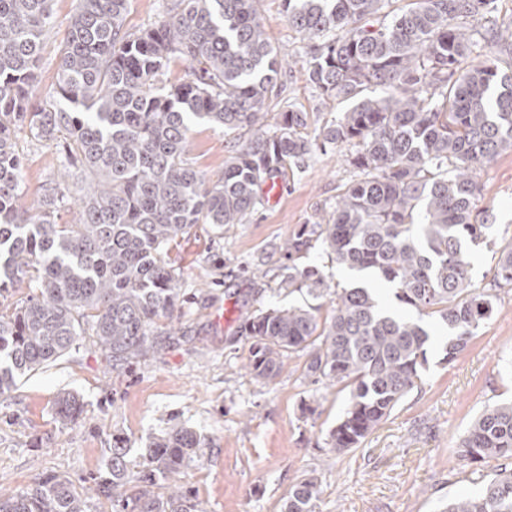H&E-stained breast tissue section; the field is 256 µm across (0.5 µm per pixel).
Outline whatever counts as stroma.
Listing matches in <instances>:
<instances>
[{
	"mask_svg": "<svg viewBox=\"0 0 512 512\" xmlns=\"http://www.w3.org/2000/svg\"><path fill=\"white\" fill-rule=\"evenodd\" d=\"M51 7L53 29L31 91L35 100L53 90L76 0H52ZM257 12L290 62L279 75V100L267 105L268 125H275L283 99L302 105L315 127L339 117L345 103L319 99L300 76L299 37L282 0H258ZM249 137L244 129L227 133L195 123L189 155L213 178ZM18 143L25 166L17 205L32 212L40 209L42 187L58 174L62 155L24 131ZM342 153L339 147L316 152L289 179L280 201L262 203L246 223L221 231L198 224L171 244L168 255L187 301L158 320L154 353L113 365L86 336L79 350L1 395L0 488L17 493L61 474L84 495L89 512H112L111 501L94 488L113 438L124 439L137 463L155 437L178 425L200 437L204 458L175 481L207 512H282L291 487L311 473L320 482L315 512H442L449 499L479 493L473 464L458 461L454 450L485 407L512 396V289L499 290L491 319L454 362H443L442 343L434 341L417 386L358 448L336 455L326 440L344 413L347 392H316L297 356L287 358L275 383L261 384L246 368L249 343L214 323L228 302L245 316L309 302L306 291L281 286L289 265L283 247L301 225L322 221L349 183ZM478 181V207L494 222L491 243L468 250L471 286L480 291L492 286L499 252L512 244V151L486 166ZM66 393L77 395L82 408L75 422L62 424L55 409Z\"/></svg>",
	"mask_w": 512,
	"mask_h": 512,
	"instance_id": "stroma-1",
	"label": "stroma"
}]
</instances>
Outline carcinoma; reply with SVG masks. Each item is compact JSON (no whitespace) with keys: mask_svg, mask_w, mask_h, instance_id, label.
I'll return each instance as SVG.
<instances>
[{"mask_svg":"<svg viewBox=\"0 0 512 512\" xmlns=\"http://www.w3.org/2000/svg\"><path fill=\"white\" fill-rule=\"evenodd\" d=\"M51 2L0 0V293L30 290L12 312L0 309V395L86 333L114 364L146 356L156 321L183 302L166 246L196 224L245 223L267 179L287 180L318 149L348 146L354 179L326 223L305 224L288 240V260L318 242L336 263L376 273L416 313H392L371 288L338 290L317 267L290 265L283 283L327 297V314L290 306L241 320L255 379L272 382L284 358L300 353L312 384L348 388L329 452L358 447L416 386L432 339L426 319L445 332L450 364L491 318L497 288L512 287L507 245L494 287L469 288L467 249L493 233L489 212L477 207V174L512 150V63L494 57L493 0H282L306 84L349 104L311 133L310 113L293 101L274 131L264 129L281 60L257 0H171L166 19L138 34L123 31L129 0H77L55 87L31 103ZM176 61L187 79L172 84L166 74ZM195 120L253 131L215 180L188 158ZM23 129L57 142L68 176L88 183L81 223H57L69 196L52 180L41 211L16 206ZM80 413L75 395L57 404L62 423ZM198 448L192 431L173 428L134 472L117 438L96 493L112 500V512H206L159 485L201 461ZM456 455L492 475L444 512H512V399L479 414ZM319 494L317 478L303 479L284 512H315ZM0 512H87V503L68 478L48 475L21 493L0 491Z\"/></svg>","mask_w":512,"mask_h":512,"instance_id":"obj_1","label":"carcinoma"}]
</instances>
